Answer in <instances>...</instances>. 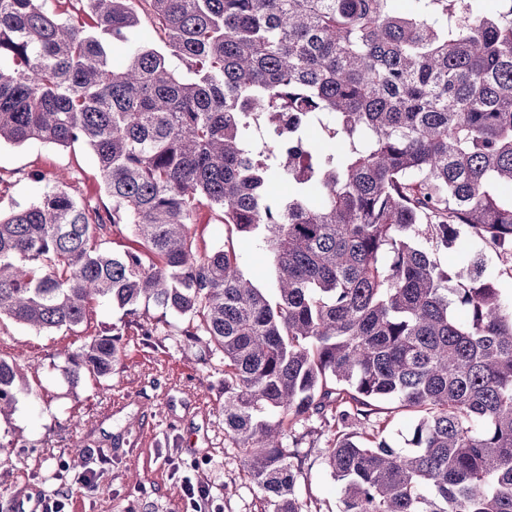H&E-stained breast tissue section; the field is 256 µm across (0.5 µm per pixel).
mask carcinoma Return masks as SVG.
<instances>
[{
	"instance_id": "1",
	"label": "carcinoma",
	"mask_w": 512,
	"mask_h": 512,
	"mask_svg": "<svg viewBox=\"0 0 512 512\" xmlns=\"http://www.w3.org/2000/svg\"><path fill=\"white\" fill-rule=\"evenodd\" d=\"M74 2L87 25L0 0V143L88 145L112 210L55 186L0 214V317L183 319L224 364L264 512H307L283 439L314 418L338 512H512V302L481 254L437 256L463 235L512 271V0ZM143 17L164 49L129 42ZM201 206L259 235L274 296L234 249L193 248ZM125 229L141 250H108ZM119 353L112 328L63 372L108 378ZM19 375L0 356V413ZM381 402L414 417L404 445L366 431Z\"/></svg>"
}]
</instances>
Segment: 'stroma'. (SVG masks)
<instances>
[{"mask_svg": "<svg viewBox=\"0 0 512 512\" xmlns=\"http://www.w3.org/2000/svg\"><path fill=\"white\" fill-rule=\"evenodd\" d=\"M34 170L44 183L30 180ZM47 184L98 210L112 207L85 144L0 145L1 212L35 202ZM194 224L199 250L232 241L243 274L273 290L275 269L257 239L225 227L207 207ZM180 326L151 303L130 316L103 301L72 331L39 333L0 319V355L18 358L22 376L14 408L0 415V512H33L44 495L65 500V512H263L244 454L224 431V375L203 347L186 346ZM112 327L122 333V356L111 376L68 382L62 351ZM334 435L313 421L284 440L308 455L299 494L309 512H338L341 485L325 462ZM190 485L205 497H189Z\"/></svg>", "mask_w": 512, "mask_h": 512, "instance_id": "35a3bbf8", "label": "stroma"}]
</instances>
